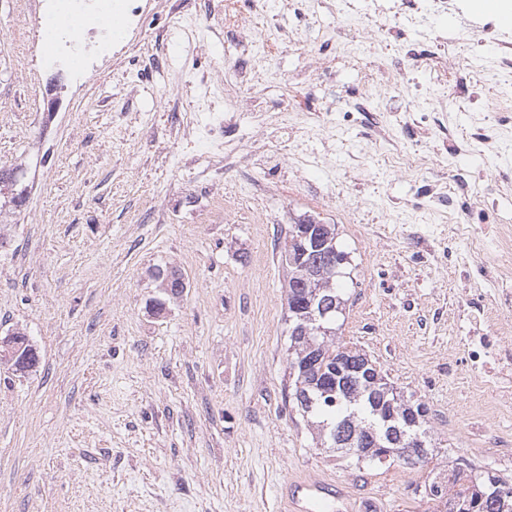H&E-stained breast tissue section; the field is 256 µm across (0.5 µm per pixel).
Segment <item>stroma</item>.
<instances>
[{"label":"stroma","mask_w":512,"mask_h":512,"mask_svg":"<svg viewBox=\"0 0 512 512\" xmlns=\"http://www.w3.org/2000/svg\"><path fill=\"white\" fill-rule=\"evenodd\" d=\"M122 33L58 72L30 55L44 0H0V165H23L27 198L0 208V332L39 354L0 364V512H283V478L345 488L364 512H434L425 490L472 465L512 480V456L480 447L497 425L460 369V317L503 315L491 289L463 302L443 256L456 224L494 225L511 205L429 215L431 176L405 180L345 103L327 129L289 112L321 97L288 77L304 59L258 27L229 56L224 16L247 0H123ZM306 13L312 57L362 54ZM258 82L229 97L235 68ZM273 112L259 126L252 111ZM336 227L351 279L339 336L426 404L431 459L372 465L316 449L284 402L288 226ZM186 287L166 297L154 273Z\"/></svg>","instance_id":"obj_1"}]
</instances>
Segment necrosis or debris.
Masks as SVG:
<instances>
[{"label": "necrosis or debris", "mask_w": 512, "mask_h": 512, "mask_svg": "<svg viewBox=\"0 0 512 512\" xmlns=\"http://www.w3.org/2000/svg\"><path fill=\"white\" fill-rule=\"evenodd\" d=\"M336 17L338 42L345 44L379 42L380 46L398 45L414 39L427 43L428 61L406 55L399 64L388 65L379 49L358 58L356 67L363 74L372 98H392L399 87L412 84L422 65H429L432 77L422 100L426 111L436 113L431 133L438 144L436 150L399 166L400 175L408 177L419 169L436 171L439 179L429 194V207L442 209L456 197L484 200L491 196L512 197V165L500 163L507 124L505 113L512 112V32L493 22L474 16L466 0H321ZM494 52V65L499 77L497 107L474 117L481 126L479 134L460 139L457 128L443 119L448 108H461L462 87L479 92L483 86L480 49ZM492 159V166L471 176L453 171L454 159L460 152ZM455 253L485 254L490 269L485 279L498 290L501 307L512 306V225L482 227L458 225L449 242ZM469 368L480 374L492 364L512 363V325L502 324L494 336L470 337Z\"/></svg>", "instance_id": "necrosis-or-debris-1"}]
</instances>
